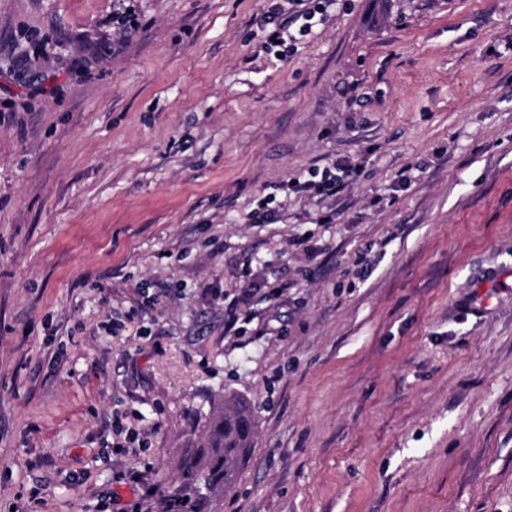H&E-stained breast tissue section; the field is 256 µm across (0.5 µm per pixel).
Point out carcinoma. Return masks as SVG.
Instances as JSON below:
<instances>
[{
    "label": "carcinoma",
    "instance_id": "cac0c4a2",
    "mask_svg": "<svg viewBox=\"0 0 512 512\" xmlns=\"http://www.w3.org/2000/svg\"><path fill=\"white\" fill-rule=\"evenodd\" d=\"M254 437L251 407L235 395L224 396L205 426L203 443L180 461V475L162 495L159 512H221L219 497L232 485Z\"/></svg>",
    "mask_w": 512,
    "mask_h": 512
}]
</instances>
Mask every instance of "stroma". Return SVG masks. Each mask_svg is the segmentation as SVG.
<instances>
[{"mask_svg":"<svg viewBox=\"0 0 512 512\" xmlns=\"http://www.w3.org/2000/svg\"><path fill=\"white\" fill-rule=\"evenodd\" d=\"M269 5L0 0V512H512V0ZM276 2L275 5L271 6L270 9L262 16L263 22L266 24H274L275 30L271 33L270 43H282L281 36L288 33V38L291 40L292 35L290 33V27L293 24L288 21L291 17H285L286 8L280 3L285 1H272ZM330 0H288V13L291 11L292 15L298 16L299 18H302L305 22L300 26L299 30L302 29L303 32L309 30L312 28V21L316 18V15L319 14L320 17L318 21H323L324 18V12L325 5L322 4V2H328ZM317 2L314 6H309V4ZM301 7L300 10H294L296 7ZM357 172L358 164L350 159H344L332 162L324 167L319 180H314V178L319 176V171H314L313 179L301 180L300 178H292L284 183L283 186L286 187L287 191L295 194L321 198L330 197L336 195L346 181L354 179ZM254 437L251 407L235 395H225L205 426L203 443L180 461V475L162 495L158 512H221L219 497L232 485Z\"/></svg>","mask_w":512,"mask_h":512,"instance_id":"obj_1","label":"stroma"}]
</instances>
